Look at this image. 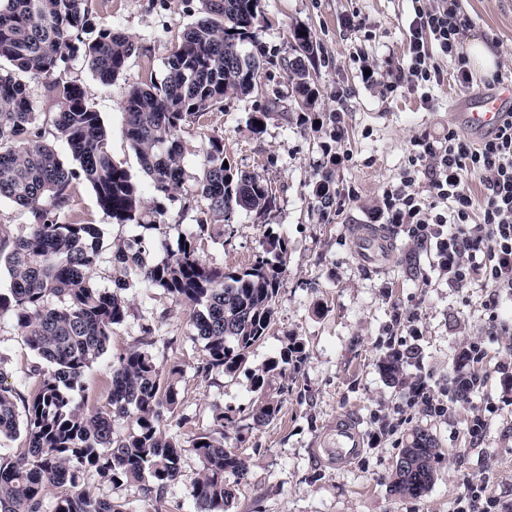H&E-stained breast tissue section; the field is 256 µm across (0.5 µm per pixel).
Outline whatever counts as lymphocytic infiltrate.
I'll return each mask as SVG.
<instances>
[{
	"label": "lymphocytic infiltrate",
	"mask_w": 512,
	"mask_h": 512,
	"mask_svg": "<svg viewBox=\"0 0 512 512\" xmlns=\"http://www.w3.org/2000/svg\"><path fill=\"white\" fill-rule=\"evenodd\" d=\"M469 25L460 0H416L409 54L392 69L386 90L440 81L432 60L436 51L454 62L461 87H472L462 45ZM414 145L399 187L384 190L371 219L405 228L417 243L434 246L437 267L451 285L478 277L496 292L512 293V112L478 144L451 131L443 140L418 138ZM469 175L482 176L481 195L467 188Z\"/></svg>",
	"instance_id": "f902f5d3"
}]
</instances>
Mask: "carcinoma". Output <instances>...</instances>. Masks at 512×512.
Segmentation results:
<instances>
[{"label": "carcinoma", "instance_id": "1", "mask_svg": "<svg viewBox=\"0 0 512 512\" xmlns=\"http://www.w3.org/2000/svg\"><path fill=\"white\" fill-rule=\"evenodd\" d=\"M200 3L201 17L174 46L164 79L131 86L124 101L126 139L154 190L147 207L139 185L113 162L99 113L68 77L79 57L103 85H111L138 51L134 41L119 28L97 23L89 0H0V62L41 82L55 105L46 125H38L29 85L0 74V199L28 214L26 234L0 237V261L10 278L7 292H0V315L13 316L26 343L47 364L35 370L39 380L26 394L0 383V438L22 432L27 445L18 457L0 459V512H127L95 494L91 475L113 486L140 484L145 496L159 503L180 477L187 451L200 462L192 487L199 512H228L235 486L247 479L245 460L224 447V429L194 436L188 449L166 434V422L179 406L174 379L181 369L155 361L147 349L150 326L113 363L106 408L88 413L72 397L84 371L106 352L112 327L128 315L120 291L130 287L132 274L143 287L160 289L189 309V330L204 342L199 372L205 378L214 372L236 374L275 322L288 240L267 238L243 270L208 266L198 254V242L214 237L216 225L239 211L265 213L273 203L262 175L223 165L224 136H209L202 149L196 186L206 209L194 230L166 257L149 259L157 245H166L169 205L184 175L181 133L207 123L212 112L224 108L226 97L253 93L266 66L278 64L257 39L265 22L259 0ZM290 37L294 57L286 69L294 95L308 105L314 95L308 65L314 58L313 35L296 27ZM58 140L67 144L75 164L61 159ZM79 182L92 187L113 223L143 229L113 243L114 291L92 282L102 258L98 228L60 221ZM315 196L322 206L334 204L330 175L317 184ZM306 358L295 340L280 360L252 373L259 400L255 422L269 423L281 412L279 402L265 396L269 373L289 368L296 373ZM406 363V354L393 348L379 368L386 381L398 384ZM117 418L133 419L128 434L115 433ZM441 457L433 435L413 433L396 460L394 490L403 496L424 494ZM52 487L67 491L49 511Z\"/></svg>", "mask_w": 512, "mask_h": 512}]
</instances>
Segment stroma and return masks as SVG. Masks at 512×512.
<instances>
[{"instance_id":"35a3bbf8","label":"stroma","mask_w":512,"mask_h":512,"mask_svg":"<svg viewBox=\"0 0 512 512\" xmlns=\"http://www.w3.org/2000/svg\"><path fill=\"white\" fill-rule=\"evenodd\" d=\"M471 26L466 40L489 43L501 62L493 76H478L474 90L488 91L498 80L512 81V0H462ZM199 0H91L98 21L119 25L138 51L124 74L104 86L83 64H71L89 104L107 131L113 161L126 169L145 198H152L149 178L125 137L123 103L130 85L161 81L165 61L184 28L200 16ZM266 19L258 41L278 58H291L290 31L300 26L316 40L317 96L298 107L289 73L269 68L259 92L230 96L210 125L187 127L183 134L185 176L176 191L167 230L169 247L188 234L204 209L196 191L200 149L207 137L224 136V158L232 167L262 174L274 201L263 214L239 212L223 241L205 240L200 256L210 266L244 269L262 250L266 235L288 241L277 318L265 338L252 347L245 367L235 375L201 377L203 343L191 335L186 310L162 290L132 284L122 291L128 316L114 326L105 354L86 369L73 398L92 412L104 408L112 388V362L135 345L143 326H152L150 348L161 365L178 363L179 415L186 425L168 426L170 434L190 438L213 429L216 414L226 416L224 444L239 453L249 472L238 486L229 512H454L466 480L488 477L487 492L512 506V382L497 373L499 362L512 359V298L500 297L496 312L486 303L493 290L481 279L449 286L439 278L429 247L414 244L402 228L372 222L386 186L399 185L418 137H443L454 130L468 142L477 137L461 118L469 93L455 83L448 57L433 61L443 81L403 86L384 95L380 77L409 52L411 0H260ZM376 82H366L364 70ZM280 107L254 130L251 117L266 99ZM345 133L336 145V129ZM331 175L338 195L330 211H320L314 189ZM65 220L98 225L105 260L93 274L101 288L112 285L111 246L135 234L129 224L113 223L99 207L90 185L78 184ZM380 230L392 239L388 264L365 262L354 249L357 236ZM418 311L420 332L409 336L396 314ZM307 351L299 372L276 374L268 392L282 406L271 423L255 424L257 399L251 389L254 369L278 359L289 341ZM480 342L485 356L483 378L469 401L449 402L437 414L408 403V382L425 377L447 393L455 376L453 358L469 342ZM392 348L415 350L404 367L403 385L386 383L378 364ZM0 350L8 360L0 379L19 386L37 360L10 315L0 316ZM493 405L494 413L481 446H473L467 425L473 413ZM346 413L362 433L382 430L380 442L364 446L346 469L336 470L315 455L337 414ZM428 430L443 456L434 482L422 496L392 490L395 461L406 439ZM200 466L193 453L181 461V475L165 492L159 512H198L191 495Z\"/></svg>"}]
</instances>
